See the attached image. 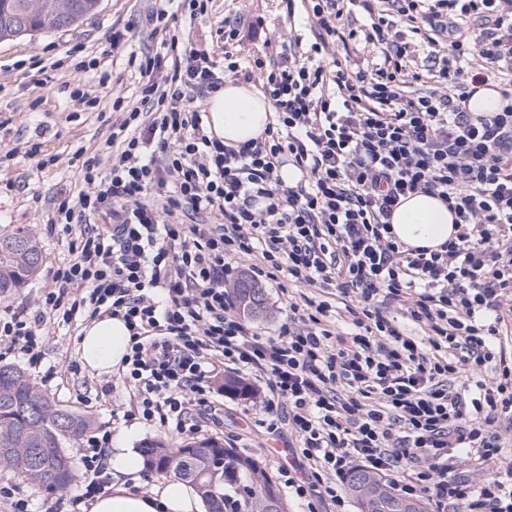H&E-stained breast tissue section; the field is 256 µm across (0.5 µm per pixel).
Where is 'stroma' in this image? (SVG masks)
I'll use <instances>...</instances> for the list:
<instances>
[{"label":"stroma","mask_w":512,"mask_h":512,"mask_svg":"<svg viewBox=\"0 0 512 512\" xmlns=\"http://www.w3.org/2000/svg\"><path fill=\"white\" fill-rule=\"evenodd\" d=\"M153 5L154 0H100L97 12L76 28L52 30L32 41L0 42V234L25 227L39 241L43 254L37 275L26 287L0 293V313L35 311L37 298L51 283L53 267L68 251L66 239L51 232L50 221L55 216V197L81 187L79 171L71 166L70 158L77 147H98L107 137L110 124L123 119V112L113 111L112 103L116 97L130 96L135 81L134 73L120 56L109 64L112 77L107 84H99L95 71L83 73L86 90L97 99L91 111L72 101L74 76L69 69H58L54 80L44 84L26 61L37 53L46 58L64 57L77 42L86 45L88 54L101 56L109 48L107 31L130 23L135 26L132 50H155L156 39L139 23ZM227 17L263 23L256 34L241 42L238 55L242 58L274 52L306 24L303 0H297L291 15L283 0H216L210 17L192 20L183 15L177 24L193 42L208 45ZM36 138L41 139L45 154L53 158L42 168L22 158L28 141ZM81 330L78 324L47 323L37 363H30L27 355L4 342L0 343V362L24 370L61 408L91 416L95 431L109 432L112 441L125 442L136 451L154 441L169 449L188 444V437L136 419L132 391L119 372L99 374L83 365L78 349ZM230 376L226 370L213 381L221 393L223 409V424L214 432V440H235L244 454L254 457L263 476L277 486L288 512H336L335 503L319 497L316 491L299 497L289 488L288 479L307 481L306 460L293 448L287 431L269 434L259 427L263 412L252 397L225 392L224 381ZM80 446L77 440L69 445L78 480L64 492L31 484L10 468L0 466V488L11 491L10 497L0 496V512H11L15 498L27 500L31 512H68L72 499L83 487L85 467Z\"/></svg>","instance_id":"35a3bbf8"}]
</instances>
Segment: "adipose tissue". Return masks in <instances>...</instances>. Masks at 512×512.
Here are the masks:
<instances>
[{"instance_id": "obj_1", "label": "adipose tissue", "mask_w": 512, "mask_h": 512, "mask_svg": "<svg viewBox=\"0 0 512 512\" xmlns=\"http://www.w3.org/2000/svg\"><path fill=\"white\" fill-rule=\"evenodd\" d=\"M273 120L272 106L254 86L232 80L208 101L209 132L224 143L243 142L263 135ZM454 216L440 199L425 193L407 196L390 219L398 241L410 247L437 248L455 237ZM130 332L124 321L103 316L83 330L79 347L86 366L109 373L120 366L129 351ZM112 483L93 501L90 512H201L196 490L177 479L163 481L146 490L127 485L126 475L138 470L139 459L128 448H115L108 458Z\"/></svg>"}]
</instances>
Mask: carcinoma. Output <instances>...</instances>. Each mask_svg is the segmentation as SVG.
I'll return each mask as SVG.
<instances>
[{"mask_svg": "<svg viewBox=\"0 0 512 512\" xmlns=\"http://www.w3.org/2000/svg\"><path fill=\"white\" fill-rule=\"evenodd\" d=\"M98 7L99 0H70L68 13L59 15L46 0H0V39L33 40L49 29L77 25ZM41 259L39 243L25 228L1 233L0 292L31 280ZM233 293L250 315L264 308V290L252 280L238 281ZM91 425L88 416L60 408L22 369L0 365V448L7 449L0 454V465L43 487L61 476L72 486L76 473L68 444ZM141 455L147 468L194 485L207 512H266L271 486L248 456L234 454L220 476L215 456L202 451L187 455L182 447L170 450L153 442L141 448ZM349 487L360 512H424L420 503L399 497L390 482L365 470L353 472Z\"/></svg>", "mask_w": 512, "mask_h": 512, "instance_id": "1", "label": "carcinoma"}]
</instances>
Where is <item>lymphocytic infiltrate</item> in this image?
I'll list each match as a JSON object with an SVG mask.
<instances>
[{
	"label": "lymphocytic infiltrate",
	"mask_w": 512,
	"mask_h": 512,
	"mask_svg": "<svg viewBox=\"0 0 512 512\" xmlns=\"http://www.w3.org/2000/svg\"><path fill=\"white\" fill-rule=\"evenodd\" d=\"M145 21L159 50L129 53L136 103L101 151L77 148L79 191L55 201L68 255L33 315L0 316V341L31 354L45 319L122 318L121 365L147 422L194 433L212 396L211 366L262 381L259 425L287 428L322 496L346 504L355 468L391 477L397 494L434 512H512V0H307L314 40L241 64L238 23L217 34L223 57L169 24L214 0H164ZM366 16L345 28V5ZM430 49L412 70L403 29ZM373 49L355 58L354 44ZM338 58L325 64L328 48ZM257 82L274 120L231 146L210 136L205 102L226 76ZM495 83L499 112H469L474 84ZM301 174L293 185L284 161ZM426 193L455 215L439 248L394 240L402 197ZM260 278L354 295L348 332L332 334L329 301L289 303L285 321L258 332L235 312L240 264ZM79 289L70 298V289ZM420 325L410 336L390 304ZM491 372L469 385L463 375ZM108 440L83 448V499L100 494ZM481 472L471 482L459 460Z\"/></svg>",
	"instance_id": "1"
}]
</instances>
